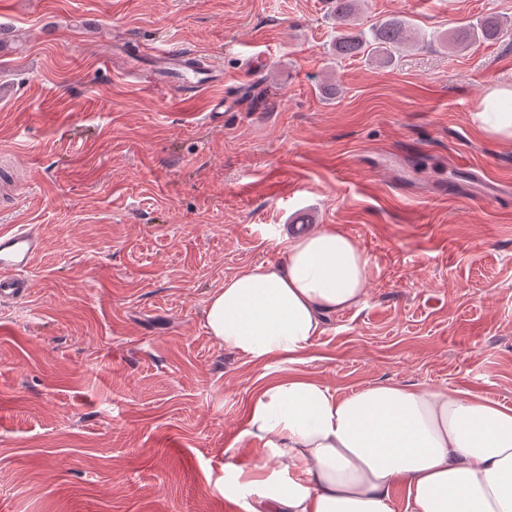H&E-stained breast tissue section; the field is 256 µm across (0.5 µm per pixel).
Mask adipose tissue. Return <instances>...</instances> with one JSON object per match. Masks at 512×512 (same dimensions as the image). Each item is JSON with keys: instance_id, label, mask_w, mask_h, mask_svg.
I'll return each mask as SVG.
<instances>
[{"instance_id": "1", "label": "adipose tissue", "mask_w": 512, "mask_h": 512, "mask_svg": "<svg viewBox=\"0 0 512 512\" xmlns=\"http://www.w3.org/2000/svg\"><path fill=\"white\" fill-rule=\"evenodd\" d=\"M471 121L512 143V86H489ZM287 260L225 279L206 324L225 350L303 361L325 315L361 304L369 259L336 227H298ZM256 461L225 466L243 512H512V408L464 390L381 382L349 396L317 378L265 385L241 431Z\"/></svg>"}]
</instances>
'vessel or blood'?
<instances>
[{
  "instance_id": "obj_1",
  "label": "vessel or blood",
  "mask_w": 512,
  "mask_h": 512,
  "mask_svg": "<svg viewBox=\"0 0 512 512\" xmlns=\"http://www.w3.org/2000/svg\"><path fill=\"white\" fill-rule=\"evenodd\" d=\"M147 56L156 63V75L175 91L193 87L196 93L209 97V109L218 112L224 108V69L209 57L199 58L196 67H187L188 57L180 46H145ZM42 249L40 235L29 224L14 225L0 232V302L25 298L29 282L25 272L33 258Z\"/></svg>"
}]
</instances>
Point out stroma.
I'll return each instance as SVG.
<instances>
[{
	"instance_id": "stroma-1",
	"label": "stroma",
	"mask_w": 512,
	"mask_h": 512,
	"mask_svg": "<svg viewBox=\"0 0 512 512\" xmlns=\"http://www.w3.org/2000/svg\"><path fill=\"white\" fill-rule=\"evenodd\" d=\"M494 15L497 41L449 48ZM407 19L395 63L338 58L328 0H0V232L44 240L0 303V512H240L224 466L260 387L307 374L512 408V143L466 106L512 83V0H360ZM224 67L230 112L124 73L145 44ZM122 54L100 63L101 52ZM306 217L370 259L304 362L209 335L224 280Z\"/></svg>"
}]
</instances>
